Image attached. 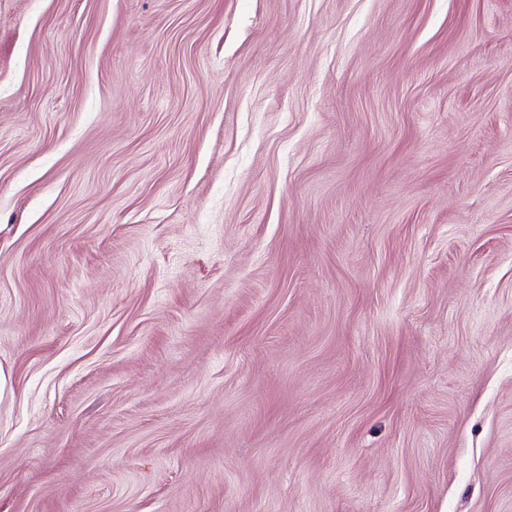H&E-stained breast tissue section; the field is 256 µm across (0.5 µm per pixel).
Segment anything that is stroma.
Wrapping results in <instances>:
<instances>
[{"mask_svg": "<svg viewBox=\"0 0 512 512\" xmlns=\"http://www.w3.org/2000/svg\"><path fill=\"white\" fill-rule=\"evenodd\" d=\"M0 512H512V0H0Z\"/></svg>", "mask_w": 512, "mask_h": 512, "instance_id": "obj_1", "label": "stroma"}]
</instances>
